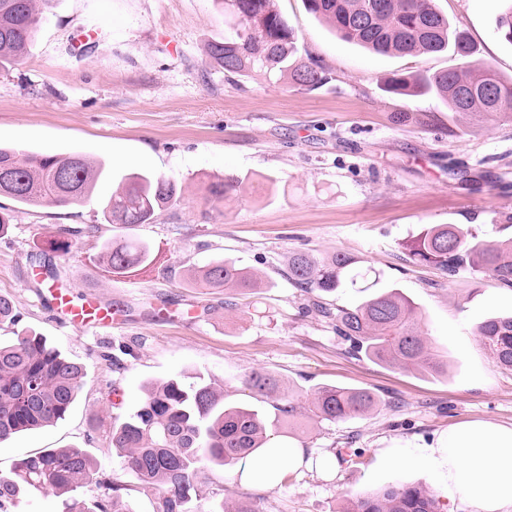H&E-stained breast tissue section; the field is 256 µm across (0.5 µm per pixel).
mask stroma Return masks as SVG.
<instances>
[{
	"label": "stroma",
	"mask_w": 512,
	"mask_h": 512,
	"mask_svg": "<svg viewBox=\"0 0 512 512\" xmlns=\"http://www.w3.org/2000/svg\"><path fill=\"white\" fill-rule=\"evenodd\" d=\"M453 28L471 38L476 57L512 79V44L497 30L500 0H436ZM279 7L329 80L314 91L237 81L208 67L204 50L224 37L217 0H57L28 55L0 71V145L41 154L83 153L105 172L91 197L64 208L28 207L1 197L10 228L0 237V294L16 327L30 329L87 377L64 420L0 442V472L43 448H82L128 487L133 512H155L156 496L123 466L110 441L113 415L134 410L144 384L197 372L236 404L271 412L243 381L275 375L282 392L330 384L378 399L364 415L307 424L295 441L310 456L332 455L337 473L286 472L278 485L251 490L214 466L193 512L250 499L260 512H342L355 495L391 483L430 486L419 469L389 467L379 455L391 440L428 441L475 417L512 423V369L483 346L477 325L512 314V288L462 269L446 276L413 264L406 245L428 224H458L479 240L512 238V122L474 125L435 93L395 95L390 74L424 76L458 66L449 52L377 56L343 41L304 8ZM97 28L88 49L76 33ZM183 185L182 197L154 223L109 224L103 208L133 173ZM234 174L247 187L220 210L207 185ZM70 253L49 251L57 227L82 230ZM149 242V272L107 276L105 240ZM351 254L379 285L412 299L447 373L429 376L353 355L313 295L288 279L294 252ZM217 259L257 272L264 285L246 295L187 287L184 273ZM91 295L115 309L112 329L62 326L48 285Z\"/></svg>",
	"instance_id": "obj_1"
}]
</instances>
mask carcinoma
I'll list each match as a JSON object with an SVG mask.
<instances>
[{"label":"carcinoma","mask_w":512,"mask_h":512,"mask_svg":"<svg viewBox=\"0 0 512 512\" xmlns=\"http://www.w3.org/2000/svg\"><path fill=\"white\" fill-rule=\"evenodd\" d=\"M56 0H0V69L23 59L41 19ZM232 18L224 40L205 50L206 63L230 76L285 87L314 90L327 80L318 60L302 54L299 36L278 6V0H219ZM497 24L512 44V0H505ZM305 10L326 22L345 41L382 56H417L452 51L469 58L475 50L469 37L455 30L434 0H303ZM384 90L397 95L427 91L452 112L470 121L512 117V81L490 66L472 61L468 70L446 69L427 77L394 73ZM104 165L88 155H40L0 147V197L33 207H68L88 198ZM243 181L227 174L208 187L207 201L219 204L243 194ZM182 194V187L162 177L133 173L117 188L103 210L109 224H151L157 211ZM71 228L58 230L50 248L66 253ZM415 264L432 265L446 276L462 267L512 286V240L472 241L457 224H429L407 244ZM100 260L109 274L149 267L151 248L120 239L103 245ZM346 253L315 258L294 252L288 257V279L307 293L333 294L340 288L377 284L370 271L356 267ZM193 288L243 291L259 287V276L230 261H213L188 271ZM414 302L396 289L370 293L352 308L336 313V331L355 353L406 371L438 374L443 362L418 329ZM10 297L0 295V325L16 324ZM481 342L497 362L512 368V315L494 316L478 326ZM86 377V367L64 355L34 332L16 333L13 343L0 344V441L34 432L62 419L73 407ZM244 384L271 400L274 416L226 401L224 389L197 373L150 382L132 412L112 419L111 443L140 485L157 494L156 512H187L199 496L201 475L212 465L235 464L255 455L280 430L306 417L316 423L361 416L377 406L363 389L325 385L301 404L290 395L273 396L276 379L253 371ZM93 486L91 500H75L66 512H132L123 505L125 485L81 448H46L14 463L0 474V512H12L20 496L56 494ZM346 512H438L435 497L412 484H389L356 498Z\"/></svg>","instance_id":"obj_1"}]
</instances>
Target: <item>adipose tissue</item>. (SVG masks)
Instances as JSON below:
<instances>
[{
  "label": "adipose tissue",
  "instance_id": "ef3b65f1",
  "mask_svg": "<svg viewBox=\"0 0 512 512\" xmlns=\"http://www.w3.org/2000/svg\"><path fill=\"white\" fill-rule=\"evenodd\" d=\"M381 455L393 466L419 465L449 497H461L467 512H512V423L467 419L427 443L392 442ZM305 460L296 442L266 448L240 466L235 477L242 486L268 488L282 481L285 469L301 468Z\"/></svg>",
  "mask_w": 512,
  "mask_h": 512
}]
</instances>
